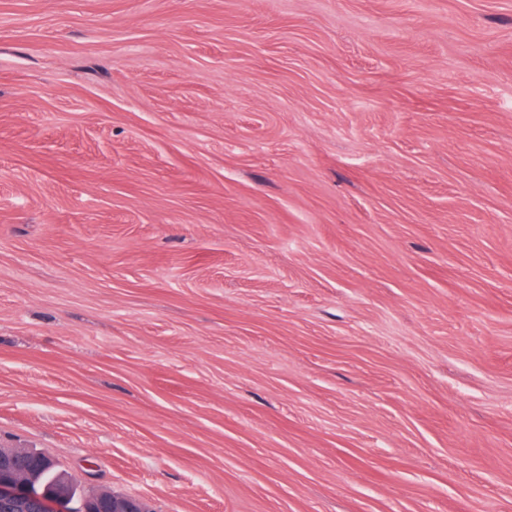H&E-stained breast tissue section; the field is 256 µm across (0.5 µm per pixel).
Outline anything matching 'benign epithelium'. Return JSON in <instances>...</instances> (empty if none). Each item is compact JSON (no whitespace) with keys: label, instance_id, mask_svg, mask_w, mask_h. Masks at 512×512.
Segmentation results:
<instances>
[{"label":"benign epithelium","instance_id":"7a95c632","mask_svg":"<svg viewBox=\"0 0 512 512\" xmlns=\"http://www.w3.org/2000/svg\"><path fill=\"white\" fill-rule=\"evenodd\" d=\"M25 454L38 458L40 464L52 468L56 460L26 448H18L6 456L0 453V505L21 506L29 498H37L38 512H73L69 507L72 493L60 486L51 495L37 496L32 492L31 482L25 480L27 470L16 463V455ZM94 497L84 498L81 512H146L143 501L116 495L108 490H93Z\"/></svg>","mask_w":512,"mask_h":512}]
</instances>
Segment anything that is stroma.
Listing matches in <instances>:
<instances>
[{
  "instance_id": "1",
  "label": "stroma",
  "mask_w": 512,
  "mask_h": 512,
  "mask_svg": "<svg viewBox=\"0 0 512 512\" xmlns=\"http://www.w3.org/2000/svg\"><path fill=\"white\" fill-rule=\"evenodd\" d=\"M1 445L512 512V0H0Z\"/></svg>"
}]
</instances>
